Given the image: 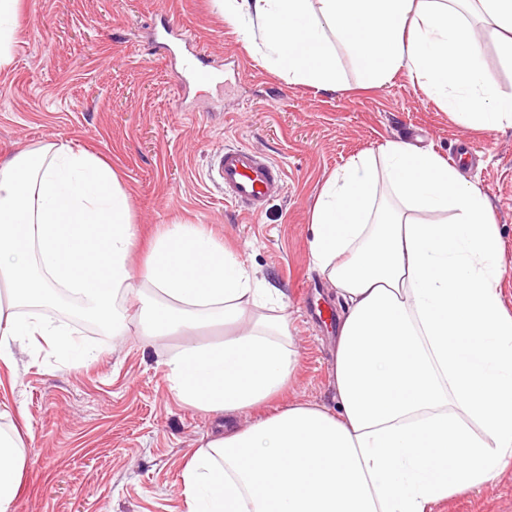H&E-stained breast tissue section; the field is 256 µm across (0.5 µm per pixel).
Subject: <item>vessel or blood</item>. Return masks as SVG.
<instances>
[{
  "instance_id": "1",
  "label": "vessel or blood",
  "mask_w": 512,
  "mask_h": 512,
  "mask_svg": "<svg viewBox=\"0 0 512 512\" xmlns=\"http://www.w3.org/2000/svg\"><path fill=\"white\" fill-rule=\"evenodd\" d=\"M208 178L225 199L251 216L259 215L267 200L285 185L280 166L245 147L227 146L214 152Z\"/></svg>"
}]
</instances>
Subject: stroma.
I'll list each match as a JSON object with an SVG mask.
<instances>
[{
    "mask_svg": "<svg viewBox=\"0 0 512 512\" xmlns=\"http://www.w3.org/2000/svg\"><path fill=\"white\" fill-rule=\"evenodd\" d=\"M478 36L488 80L512 94V63L491 29ZM197 45L218 77L207 91L181 68ZM262 55L261 38L245 46L214 0H23L12 62L0 68V158L56 139L106 160L130 198L138 270L170 225H202L287 304L299 364L272 409L330 407L341 306L310 257L311 212L326 179L389 141L449 161L468 148L475 160L459 170L492 204L512 310V129L463 126L404 73L360 87L344 49L349 87L332 94L289 82ZM227 145L256 150L286 174L255 219L208 179L211 155ZM49 316L92 356L65 362L46 347L19 349L14 369L0 364V411L31 457L11 512H183L184 457L223 433L224 420L170 391L161 362L181 337L149 342L133 322L115 338L79 326L71 311ZM431 512H512V466Z\"/></svg>",
    "mask_w": 512,
    "mask_h": 512,
    "instance_id": "stroma-1",
    "label": "stroma"
}]
</instances>
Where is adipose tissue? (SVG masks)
<instances>
[{
	"instance_id": "1",
	"label": "adipose tissue",
	"mask_w": 512,
	"mask_h": 512,
	"mask_svg": "<svg viewBox=\"0 0 512 512\" xmlns=\"http://www.w3.org/2000/svg\"><path fill=\"white\" fill-rule=\"evenodd\" d=\"M258 28L275 68L318 93L345 88V46L368 84L407 71L479 131L512 128V94L488 82L477 25L512 60V0H214ZM329 177L311 214L314 267L342 311L333 353L336 405L294 404L188 453L184 512H429L512 465V311L500 289L502 242L487 197L431 150L381 148ZM403 202L375 217L377 186ZM129 198L108 164L47 141L0 159V364L15 347L84 351L38 310L70 295L113 335L121 300L142 302L144 336L181 333L164 363L185 406L251 413L291 381L298 353L281 292L192 224H174L141 271ZM204 327L223 342L197 343ZM28 453L0 428V512Z\"/></svg>"
}]
</instances>
